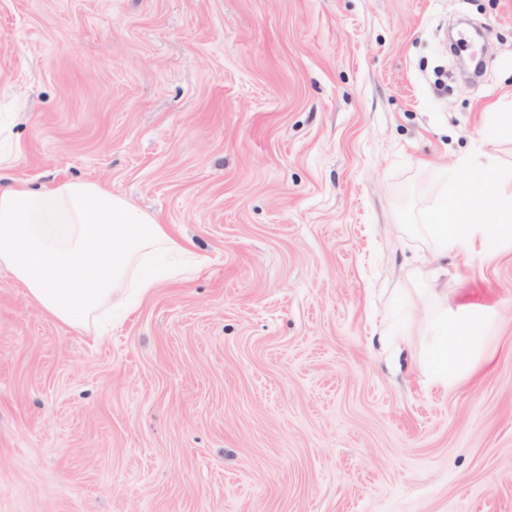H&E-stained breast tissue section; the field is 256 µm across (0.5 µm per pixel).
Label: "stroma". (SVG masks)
<instances>
[{
	"label": "stroma",
	"mask_w": 512,
	"mask_h": 512,
	"mask_svg": "<svg viewBox=\"0 0 512 512\" xmlns=\"http://www.w3.org/2000/svg\"><path fill=\"white\" fill-rule=\"evenodd\" d=\"M511 110L512 0H0L10 175L202 260L103 336L0 271V512H512V247L448 258L488 310L450 389L414 276L439 169Z\"/></svg>",
	"instance_id": "35a3bbf8"
}]
</instances>
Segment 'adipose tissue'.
I'll list each match as a JSON object with an SVG mask.
<instances>
[{
    "label": "adipose tissue",
    "instance_id": "ef3b65f1",
    "mask_svg": "<svg viewBox=\"0 0 512 512\" xmlns=\"http://www.w3.org/2000/svg\"><path fill=\"white\" fill-rule=\"evenodd\" d=\"M503 177L498 157L487 151L442 173L448 201L427 211L416 228L437 257L455 252L485 264L512 244V191L486 188L489 179ZM186 260L201 263L156 217L98 183L0 182V271L62 324L96 327L100 312L122 303L127 290L149 293L162 268ZM486 319L481 307L435 313L429 325L434 381L449 386L471 372Z\"/></svg>",
    "mask_w": 512,
    "mask_h": 512
}]
</instances>
